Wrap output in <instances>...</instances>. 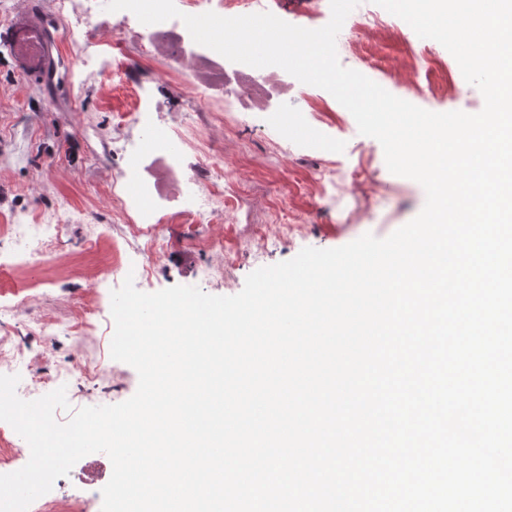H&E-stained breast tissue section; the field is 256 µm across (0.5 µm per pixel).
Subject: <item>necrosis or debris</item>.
Segmentation results:
<instances>
[{
  "mask_svg": "<svg viewBox=\"0 0 512 512\" xmlns=\"http://www.w3.org/2000/svg\"><path fill=\"white\" fill-rule=\"evenodd\" d=\"M105 3L106 0H81L85 19L106 21L116 33H140L143 54L179 69L186 89L202 96L217 111L244 114L258 108L265 112L270 127L277 129L287 125V114L273 106L274 100L288 89L283 69L276 66L254 68L230 62L195 43L180 20L145 25L131 12L106 11ZM210 171L214 183L195 195L189 212L191 222L218 218L224 213L222 160H214ZM162 208V197L156 184L144 178L137 179L133 193L123 195L119 200L120 214L129 226V233L142 240L144 251H154L157 246L151 226L156 223Z\"/></svg>",
  "mask_w": 512,
  "mask_h": 512,
  "instance_id": "necrosis-or-debris-1",
  "label": "necrosis or debris"
}]
</instances>
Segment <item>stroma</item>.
<instances>
[{
	"mask_svg": "<svg viewBox=\"0 0 512 512\" xmlns=\"http://www.w3.org/2000/svg\"><path fill=\"white\" fill-rule=\"evenodd\" d=\"M23 1L35 10L43 6V0H0V308L6 311L0 348L23 351L29 374L46 378L89 359L101 361L100 379H65L70 410L124 402L138 387L136 370L110 355L111 292L120 282L105 271L113 265L150 264L147 293L188 285L232 296L258 268L290 260L306 247L337 248L366 233L388 237L422 210L423 187L389 172L381 144L359 134L352 114L316 86L289 90L280 105L300 121H317L327 142L323 148L271 130L261 112L243 125L218 121L216 113L199 110L175 70L141 54L137 33L117 37L94 24L78 28L67 14L53 12L60 66L54 88L43 90L31 76L34 63L13 50ZM266 3L300 27H321L331 19L330 0ZM380 11L368 0L348 15L336 41L342 66L432 112L483 109L482 94L465 81L443 45L421 41L399 24L375 25ZM420 44L428 48V60L412 54ZM103 48L114 49L118 64L127 67L130 87L117 88L111 69L86 68L87 53ZM138 87L159 105L152 118L171 129L168 150L181 160L176 170L160 159L148 168V179L171 198L163 222L154 227L162 247L152 253L127 236L112 205L122 166L112 152L113 137L137 145L151 133L149 125L127 116ZM216 155L233 172L237 201L225 206L219 221L185 222L178 214L183 199L189 190L209 186L208 163ZM359 166L366 173L358 181L353 172ZM21 218L51 225L53 252L14 257L9 226ZM93 236L98 246L91 250L87 241ZM205 267L214 271L207 281L200 276ZM82 319L94 325L81 336L45 333L46 325ZM111 475L109 457L90 454L56 480L50 495L66 502L76 479L85 477L91 512H101V490Z\"/></svg>",
	"mask_w": 512,
	"mask_h": 512,
	"instance_id": "35a3bbf8",
	"label": "stroma"
}]
</instances>
